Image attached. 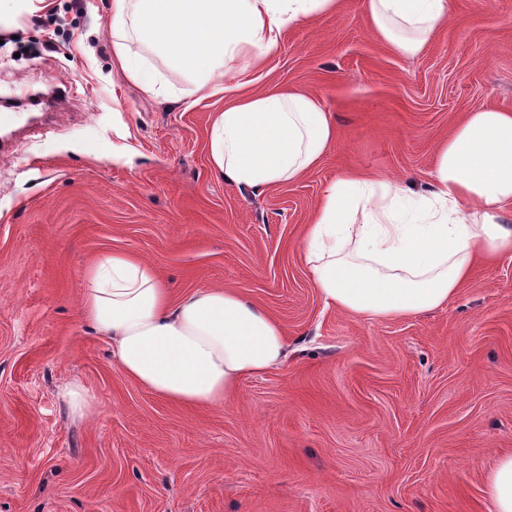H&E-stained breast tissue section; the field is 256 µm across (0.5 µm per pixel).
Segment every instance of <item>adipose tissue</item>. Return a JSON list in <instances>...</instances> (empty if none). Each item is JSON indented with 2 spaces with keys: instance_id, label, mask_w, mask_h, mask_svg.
<instances>
[{
  "instance_id": "adipose-tissue-1",
  "label": "adipose tissue",
  "mask_w": 512,
  "mask_h": 512,
  "mask_svg": "<svg viewBox=\"0 0 512 512\" xmlns=\"http://www.w3.org/2000/svg\"><path fill=\"white\" fill-rule=\"evenodd\" d=\"M369 31L416 56L447 27L449 0H363ZM343 0H112V60L154 93L160 53L197 92L224 95L208 135L213 172L262 190L314 170L336 142L320 97L301 86L244 92L285 30L341 11ZM512 253V110L466 114L439 145L430 180L347 171L329 184L306 227L303 258L323 301L367 317H408L447 305L477 261ZM81 315L109 340L121 371L149 393L193 408L223 406L249 377L279 367L280 323L230 288L172 298L153 264L124 252L84 273ZM494 512H512V453L485 473Z\"/></svg>"
}]
</instances>
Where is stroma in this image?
<instances>
[{
    "label": "stroma",
    "mask_w": 512,
    "mask_h": 512,
    "mask_svg": "<svg viewBox=\"0 0 512 512\" xmlns=\"http://www.w3.org/2000/svg\"><path fill=\"white\" fill-rule=\"evenodd\" d=\"M146 58L163 92L114 66L109 0L0 14V105L69 92L0 137V512H493L484 475L512 452V255L444 307L362 318L324 304L302 237L344 171L423 189L466 112L512 109V0H452L415 57L371 37L361 0L286 30L248 89L316 92L336 142L258 191L211 169L223 96ZM115 251L176 296L236 289L279 321L285 362L218 409L155 398L80 316L85 269ZM71 382L94 418L62 401ZM61 395L72 415L83 419H90L95 415L94 397L83 385L68 384Z\"/></svg>",
    "instance_id": "1"
}]
</instances>
